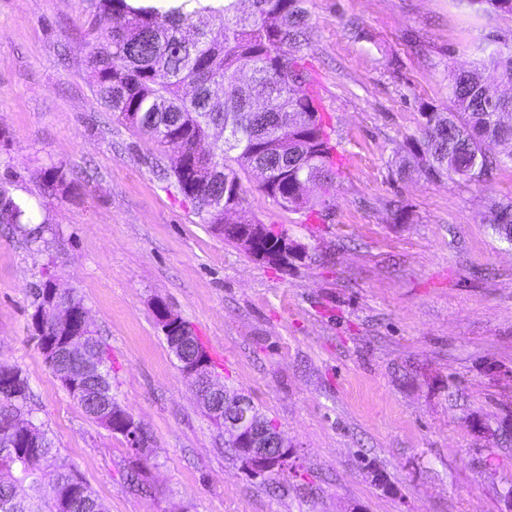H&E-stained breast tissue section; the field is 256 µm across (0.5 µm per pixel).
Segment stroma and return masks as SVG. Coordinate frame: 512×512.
Segmentation results:
<instances>
[{"mask_svg":"<svg viewBox=\"0 0 512 512\" xmlns=\"http://www.w3.org/2000/svg\"><path fill=\"white\" fill-rule=\"evenodd\" d=\"M299 54L343 158L332 207L294 213L243 177L241 207L287 230V270L201 223L164 148L112 116L86 66L91 0H0V177L50 228L0 225V358L29 380L35 423L108 512H505L512 487V243L483 223L512 197L488 182L399 173L423 107L512 14L455 0H309ZM61 164L66 197L41 193ZM76 289L112 360L142 450L89 419L32 337V292ZM164 302L296 450L253 477L206 415L157 323ZM486 434L468 425L471 416ZM140 470L150 495L132 491ZM383 482H376V475Z\"/></svg>","mask_w":512,"mask_h":512,"instance_id":"35a3bbf8","label":"stroma"}]
</instances>
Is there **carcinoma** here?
Here are the masks:
<instances>
[{
	"instance_id": "obj_1",
	"label": "carcinoma",
	"mask_w": 512,
	"mask_h": 512,
	"mask_svg": "<svg viewBox=\"0 0 512 512\" xmlns=\"http://www.w3.org/2000/svg\"><path fill=\"white\" fill-rule=\"evenodd\" d=\"M94 16L110 20L104 34L88 44L90 84L119 121L163 147L180 151L170 177L202 224H224V213L241 203V175H260L259 188L290 211L306 208L311 184L322 189L329 208L336 164L328 125L309 92L298 56L305 35L307 0H179V5H143L136 0H92ZM477 14H512V0H458ZM470 69L448 84V106L421 112V136L407 143L400 170L414 169L437 181L455 176L484 182L497 169L512 168V96L498 93L512 84V42L489 39L477 47ZM250 79L239 78L242 70ZM191 88L192 94L184 93ZM224 101L212 102L216 90ZM500 147L489 155L485 144ZM76 179L52 165L43 194L63 197ZM33 210L0 182V224L30 241L41 237ZM489 223L500 238L512 234V199L492 205ZM98 371L56 358L52 375L65 384L81 378L84 393L69 395L86 416L109 429L112 362L108 348L92 338L85 362ZM27 377L0 360V512H106L104 504L58 450L43 426L20 433L15 421L32 414ZM56 489L45 501L44 483Z\"/></svg>"
}]
</instances>
